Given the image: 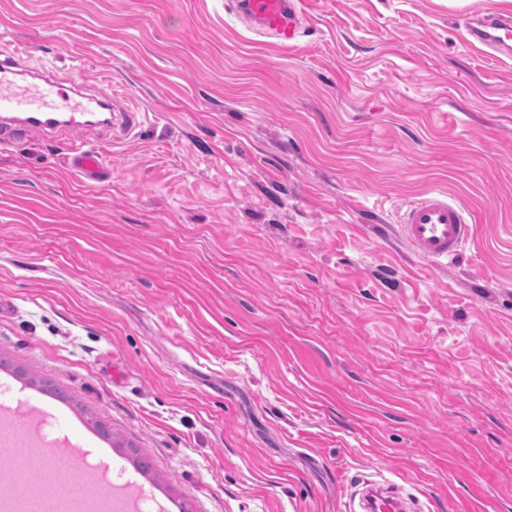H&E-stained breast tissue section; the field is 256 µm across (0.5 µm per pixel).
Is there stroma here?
Masks as SVG:
<instances>
[{"label":"stroma","mask_w":512,"mask_h":512,"mask_svg":"<svg viewBox=\"0 0 512 512\" xmlns=\"http://www.w3.org/2000/svg\"><path fill=\"white\" fill-rule=\"evenodd\" d=\"M226 2L0 0V49L138 113L0 151V386L145 512H346L358 476L512 512V57L466 40L486 0H306L290 47ZM72 141L111 178L71 175ZM433 190L474 221L441 264L397 224Z\"/></svg>","instance_id":"35a3bbf8"}]
</instances>
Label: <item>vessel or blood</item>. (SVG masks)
<instances>
[{"mask_svg":"<svg viewBox=\"0 0 512 512\" xmlns=\"http://www.w3.org/2000/svg\"><path fill=\"white\" fill-rule=\"evenodd\" d=\"M229 12L244 20L262 36L276 38L281 45H292L301 34L304 21L301 0H229ZM471 43L482 45L504 56L512 55V17L484 15L469 27ZM31 54L29 46L13 48L0 57V148L11 147L12 132L30 129L54 130L69 126H92L98 113L112 110L111 100L82 93L76 84L52 75L25 79L20 68ZM69 167L90 182L105 181L110 171L99 148L71 142L66 147ZM473 231V221L446 193L431 192L408 204L399 216V234L417 252L440 263L456 257ZM29 425L15 422L12 430L0 433V454L11 455L19 443L33 437ZM79 444L68 440L62 447H48L45 460L66 457L67 477L58 482L67 498L82 496L83 473L79 464ZM361 512H407L406 500L385 482L364 481L358 492Z\"/></svg>","mask_w":512,"mask_h":512,"instance_id":"obj_1","label":"vessel or blood"}]
</instances>
